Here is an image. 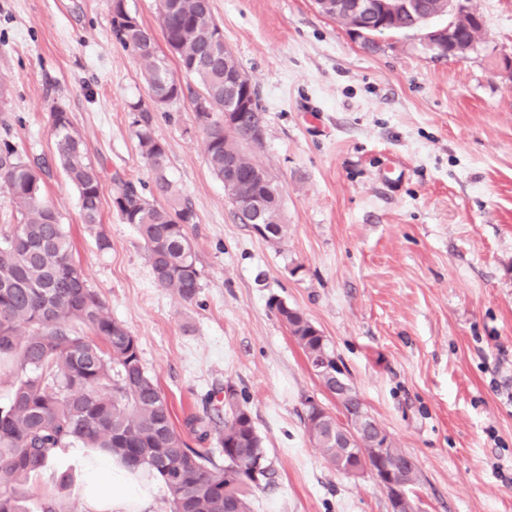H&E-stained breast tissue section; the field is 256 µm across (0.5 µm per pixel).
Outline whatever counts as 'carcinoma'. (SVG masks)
Wrapping results in <instances>:
<instances>
[{"label": "carcinoma", "instance_id": "obj_1", "mask_svg": "<svg viewBox=\"0 0 512 512\" xmlns=\"http://www.w3.org/2000/svg\"><path fill=\"white\" fill-rule=\"evenodd\" d=\"M424 9L400 12L390 20L396 28L425 24L448 12V0H423ZM159 24L166 50L153 32L131 14L125 0H112V33L139 57L143 77L156 104L179 99L182 88L168 56L201 84L199 117L210 118L236 95L224 82L228 70H240L224 45L210 0H159ZM470 11L458 19L469 40H478L482 28ZM254 107L235 131L224 122L208 124L206 158L212 173L224 179L228 161H236L244 177L264 169L244 152L249 126L265 123L255 86L250 79ZM135 138L142 158L154 175L151 196L131 181L115 175L110 196L124 224L134 226L143 242L155 283L173 291L185 303L201 290L197 256L186 228L195 223L191 204L182 198L166 175L167 150L154 134L151 107H137ZM57 159L78 191L82 223H102L104 194L99 171L85 157L83 141L73 131L68 112H51ZM0 188L11 197L20 215L17 224L0 234V361L14 366L13 393L0 404V512H74L63 492L74 482L75 469L60 454L80 445L112 455L130 470L142 468L162 482L170 512H250L253 488L248 474L228 466H245L266 456L250 413L235 389H224V420L211 414L195 415L188 424L202 442H210L223 455L215 462L210 448H191L176 430L171 406L142 363L137 338L112 318L100 294L90 288L76 265L73 246L58 211L43 201L40 166L24 159L14 143L0 141ZM163 199L160 204L157 199ZM241 224L273 227L272 242L287 235L280 204L258 220L234 208ZM295 339L322 386L340 391L345 421L308 405L303 419L309 439L333 467L357 464L354 452L362 448L373 466L383 465L413 485L418 470L404 467L409 454L385 442L387 433L369 413L351 384L336 380V354L328 339L300 311L279 300L272 304ZM88 327L83 336L74 325ZM55 467L58 493L30 495L29 478Z\"/></svg>", "mask_w": 512, "mask_h": 512}]
</instances>
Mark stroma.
Masks as SVG:
<instances>
[{
    "label": "stroma",
    "instance_id": "35a3bbf8",
    "mask_svg": "<svg viewBox=\"0 0 512 512\" xmlns=\"http://www.w3.org/2000/svg\"><path fill=\"white\" fill-rule=\"evenodd\" d=\"M265 111L252 160L281 190V245L239 223L206 162L198 81L155 114L167 177L197 215L202 288L155 284L143 245L102 200L110 246L81 222L50 114L69 112L103 183L152 188L133 135L142 65L112 34L111 0H0V139L44 167L76 263L136 336L177 431L223 414L233 385L272 474L252 512H391L370 473L330 467L303 424L308 400L342 410L270 307L303 312L368 410L418 464V512H512V0H471L477 52L439 57L410 34L370 52L314 0H211Z\"/></svg>",
    "mask_w": 512,
    "mask_h": 512
}]
</instances>
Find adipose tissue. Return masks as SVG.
I'll return each mask as SVG.
<instances>
[{"instance_id": "1", "label": "adipose tissue", "mask_w": 512, "mask_h": 512, "mask_svg": "<svg viewBox=\"0 0 512 512\" xmlns=\"http://www.w3.org/2000/svg\"><path fill=\"white\" fill-rule=\"evenodd\" d=\"M64 456L83 466L81 512H145L150 502L145 483L116 467L111 457L80 447L66 449Z\"/></svg>"}]
</instances>
